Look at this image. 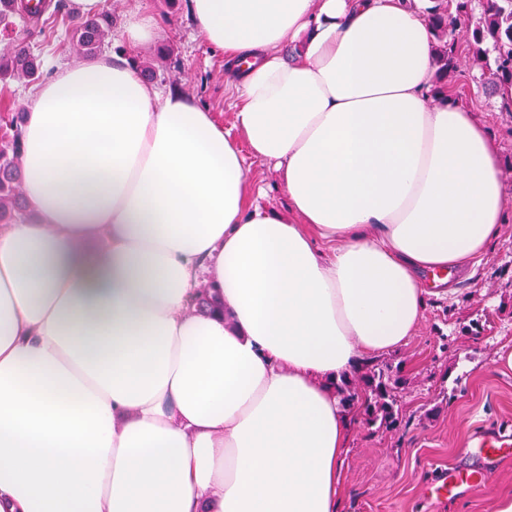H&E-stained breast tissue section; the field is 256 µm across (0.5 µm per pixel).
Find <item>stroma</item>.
Returning a JSON list of instances; mask_svg holds the SVG:
<instances>
[{"label": "stroma", "mask_w": 512, "mask_h": 512, "mask_svg": "<svg viewBox=\"0 0 512 512\" xmlns=\"http://www.w3.org/2000/svg\"><path fill=\"white\" fill-rule=\"evenodd\" d=\"M135 0H108L112 38L101 56L117 53L154 63L156 82L185 90L232 125V97L224 85V57L211 51L192 19L190 0L168 6L142 0L156 19L153 40L129 45L123 35ZM36 20L14 17L0 29V48L20 39L42 63L44 77L81 64L70 42L71 7L46 0ZM462 105L470 108L500 144L502 174L509 196L507 224L466 272L451 279L448 295H428L418 330L380 362L398 369L396 427L376 429L356 421L345 454L340 512H494L498 497L512 495V458L489 469L481 483L444 503L424 489L444 467L474 468L466 448L477 433L512 428V368L501 355L512 352V112L461 75Z\"/></svg>", "instance_id": "obj_1"}]
</instances>
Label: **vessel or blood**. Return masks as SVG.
I'll return each mask as SVG.
<instances>
[{"label": "vessel or blood", "instance_id": "1", "mask_svg": "<svg viewBox=\"0 0 512 512\" xmlns=\"http://www.w3.org/2000/svg\"><path fill=\"white\" fill-rule=\"evenodd\" d=\"M469 452L481 466L477 469L449 467L440 471L437 481L448 497H455L462 488L473 486L482 476V467L498 464L512 456V432L500 430L490 435H476L468 442Z\"/></svg>", "mask_w": 512, "mask_h": 512}]
</instances>
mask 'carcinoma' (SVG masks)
Here are the masks:
<instances>
[{
	"label": "carcinoma",
	"instance_id": "obj_1",
	"mask_svg": "<svg viewBox=\"0 0 512 512\" xmlns=\"http://www.w3.org/2000/svg\"><path fill=\"white\" fill-rule=\"evenodd\" d=\"M425 13L433 30L439 79L459 71L462 59L478 69L479 82L495 95L512 87V0H432ZM109 10L74 23L73 44L84 56L101 50L112 37ZM41 64L21 41L0 54V82L40 80ZM24 113H0V225L12 224L25 215L22 185V123ZM400 377L391 367L367 362L358 383L345 390L336 387L342 406L362 411L368 425L389 427L398 416Z\"/></svg>",
	"mask_w": 512,
	"mask_h": 512
}]
</instances>
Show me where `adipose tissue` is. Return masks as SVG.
<instances>
[{"label": "adipose tissue", "instance_id": "adipose-tissue-1", "mask_svg": "<svg viewBox=\"0 0 512 512\" xmlns=\"http://www.w3.org/2000/svg\"><path fill=\"white\" fill-rule=\"evenodd\" d=\"M235 132L129 59L30 95L0 225V512H338L335 384L504 222L409 0H191ZM273 164L290 208L253 196ZM223 309L195 311L201 284Z\"/></svg>", "mask_w": 512, "mask_h": 512}]
</instances>
